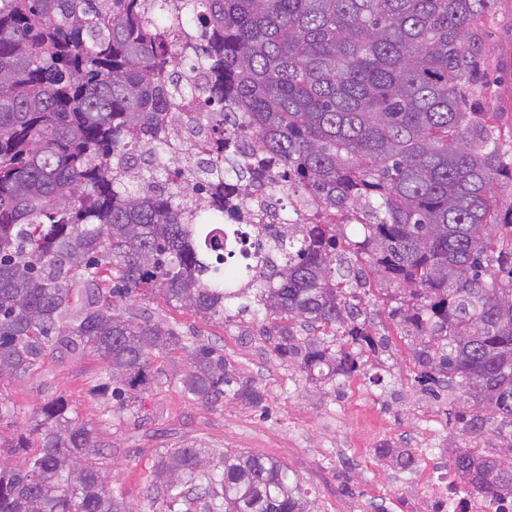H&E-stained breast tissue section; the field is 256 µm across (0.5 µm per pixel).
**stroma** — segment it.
<instances>
[{
	"instance_id": "obj_1",
	"label": "stroma",
	"mask_w": 512,
	"mask_h": 512,
	"mask_svg": "<svg viewBox=\"0 0 512 512\" xmlns=\"http://www.w3.org/2000/svg\"><path fill=\"white\" fill-rule=\"evenodd\" d=\"M479 27L482 73L470 106L491 113L492 133L512 162V0H497ZM365 302L378 349L364 356L358 375L325 384L275 354L263 319L209 316L158 293L124 302L125 315L147 312L219 348L237 375L263 392L262 405L230 396L218 407L189 399L180 385L186 356L176 349L154 359L155 379L135 422L115 413L111 398L93 394L104 372L96 353L54 350L33 374L0 378V398L15 409L14 417L0 420V443H15L33 426L40 406L60 397L105 444L100 463L109 487L133 502L156 482L155 465L166 449L202 440L220 452L249 451L281 462L308 488L316 512H378V498L390 501L388 512H424L422 471L379 460L376 448H442L446 469L458 449L487 453L495 442L461 430L455 420L463 409L459 392L420 389L413 337L389 305L370 295Z\"/></svg>"
}]
</instances>
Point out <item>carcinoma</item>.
Wrapping results in <instances>:
<instances>
[{
	"instance_id": "carcinoma-1",
	"label": "carcinoma",
	"mask_w": 512,
	"mask_h": 512,
	"mask_svg": "<svg viewBox=\"0 0 512 512\" xmlns=\"http://www.w3.org/2000/svg\"><path fill=\"white\" fill-rule=\"evenodd\" d=\"M496 0H0V377L33 373L50 348L105 362L97 390L140 417L152 361L187 351L184 393L216 406L263 394L224 355L150 316L149 292L213 316H269L276 355L312 380L352 377L377 344L357 296L398 287L422 385L469 400L458 417L508 454L456 452L468 493L512 495V180L472 112L479 20ZM252 148L224 149L232 125ZM208 143L192 150L187 135ZM283 192L355 210L337 224L280 217L249 265L224 274L235 228L224 179L252 203L254 160ZM255 289L253 300L245 302ZM39 444L0 465V512H311L273 458L204 442L168 449V479L135 505L109 490L103 445L57 397ZM401 469L412 450L379 448Z\"/></svg>"
}]
</instances>
